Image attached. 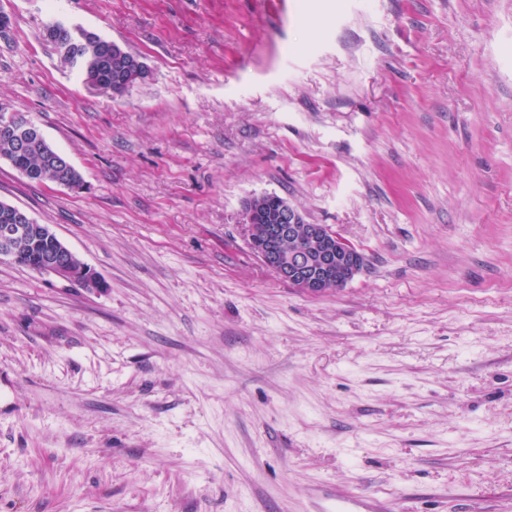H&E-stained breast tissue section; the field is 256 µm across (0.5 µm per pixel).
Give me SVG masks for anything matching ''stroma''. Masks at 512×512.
I'll list each match as a JSON object with an SVG mask.
<instances>
[{
    "label": "stroma",
    "instance_id": "35a3bbf8",
    "mask_svg": "<svg viewBox=\"0 0 512 512\" xmlns=\"http://www.w3.org/2000/svg\"><path fill=\"white\" fill-rule=\"evenodd\" d=\"M0 113L80 172L0 201L105 281L0 258V512H512V0H0ZM60 20L140 57L124 95ZM274 194L366 257L309 296ZM58 32H66L69 35L71 44H79L81 42L87 41L91 37H97L95 32H92L88 29L57 22L56 24L53 23L52 27L49 28L46 32L47 40L54 43L56 46H59L58 42L56 41V33ZM243 224L248 241L265 266L300 292L319 296L344 288L362 269L365 258L325 224H309L283 198L266 194L249 199ZM302 236L296 250L274 247L273 239Z\"/></svg>",
    "mask_w": 512,
    "mask_h": 512
}]
</instances>
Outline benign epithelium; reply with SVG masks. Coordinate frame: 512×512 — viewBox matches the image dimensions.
<instances>
[{"mask_svg": "<svg viewBox=\"0 0 512 512\" xmlns=\"http://www.w3.org/2000/svg\"><path fill=\"white\" fill-rule=\"evenodd\" d=\"M65 32L70 43L79 44L97 34L62 22L46 32L47 40L56 42V33ZM5 123L20 128L24 139H42L40 128L22 113H12ZM243 224L248 241L265 266L300 292L319 296L350 283L362 269L365 258L353 245L334 233L325 224H311L283 198L272 194L249 199L244 206ZM302 236L304 246L296 250L274 247L271 241L292 240ZM30 245L41 249L36 272L51 274L63 281L84 288L105 287L104 280L84 262H77L75 253L47 224L36 228L27 211L11 209V224L0 235V256L13 257L17 247Z\"/></svg>", "mask_w": 512, "mask_h": 512, "instance_id": "benign-epithelium-1", "label": "benign epithelium"}]
</instances>
